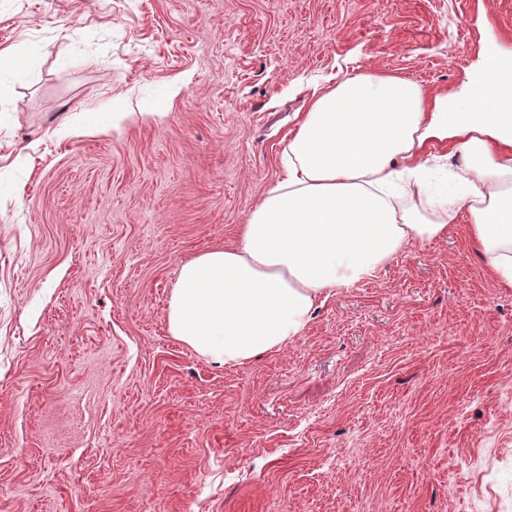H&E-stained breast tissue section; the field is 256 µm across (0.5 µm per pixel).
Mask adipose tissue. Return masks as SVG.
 Returning a JSON list of instances; mask_svg holds the SVG:
<instances>
[{"instance_id": "1", "label": "adipose tissue", "mask_w": 512, "mask_h": 512, "mask_svg": "<svg viewBox=\"0 0 512 512\" xmlns=\"http://www.w3.org/2000/svg\"><path fill=\"white\" fill-rule=\"evenodd\" d=\"M280 165L237 245L182 264L171 293L170 333L214 364L279 351L331 291L464 212L487 266L512 286V79L494 63L452 98L351 75L309 101Z\"/></svg>"}]
</instances>
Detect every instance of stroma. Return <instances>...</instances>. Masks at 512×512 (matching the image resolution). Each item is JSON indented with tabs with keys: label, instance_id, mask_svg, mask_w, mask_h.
<instances>
[{
	"label": "stroma",
	"instance_id": "35a3bbf8",
	"mask_svg": "<svg viewBox=\"0 0 512 512\" xmlns=\"http://www.w3.org/2000/svg\"><path fill=\"white\" fill-rule=\"evenodd\" d=\"M1 50L0 512H512V287L467 218L247 365L167 318L314 93L462 92L512 0H0Z\"/></svg>",
	"mask_w": 512,
	"mask_h": 512
}]
</instances>
